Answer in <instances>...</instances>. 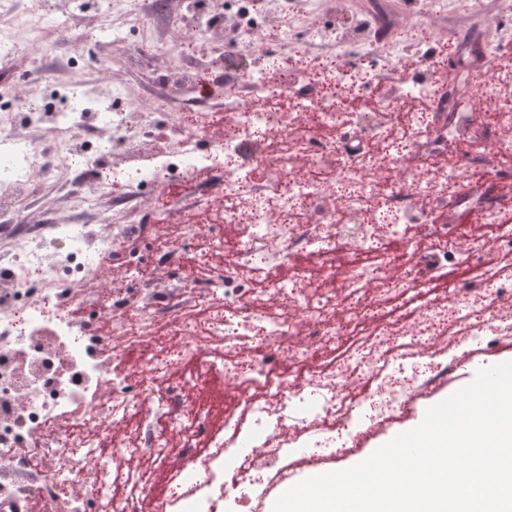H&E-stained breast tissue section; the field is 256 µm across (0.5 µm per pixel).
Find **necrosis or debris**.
Returning <instances> with one entry per match:
<instances>
[{"mask_svg":"<svg viewBox=\"0 0 512 512\" xmlns=\"http://www.w3.org/2000/svg\"><path fill=\"white\" fill-rule=\"evenodd\" d=\"M252 2L185 0L170 39L129 44L180 73L183 40L216 43L217 130L189 125L184 98L130 106L120 88L103 97L80 81L37 111L0 115V488L42 496L47 512H268L305 464L334 465L405 421L460 355L512 349V221L497 198L470 194L474 160L512 173V68L494 65L483 36L512 0H467L450 43L442 0H408L401 14L389 0L360 13L332 0L329 27L319 0ZM149 5L100 0L96 34L126 42L114 9L143 22ZM302 17L328 51L243 65V52L298 40ZM409 51L421 69L391 80ZM448 51L472 76L465 112L449 111L438 79ZM82 156L118 180L87 179ZM203 174L214 203L200 210ZM39 182L64 191L67 216L31 222ZM174 183L181 205L146 214L168 248L126 255L141 225L82 221L104 194L134 210L142 188L165 202ZM452 198L491 235L437 223ZM188 248L204 279L183 277ZM90 277L102 296L81 294ZM135 346L143 360L116 368ZM215 384L216 423L195 398ZM69 418L76 427L52 429ZM21 446L43 449L44 466L15 457Z\"/></svg>","mask_w":512,"mask_h":512,"instance_id":"necrosis-or-debris-1","label":"necrosis or debris"}]
</instances>
